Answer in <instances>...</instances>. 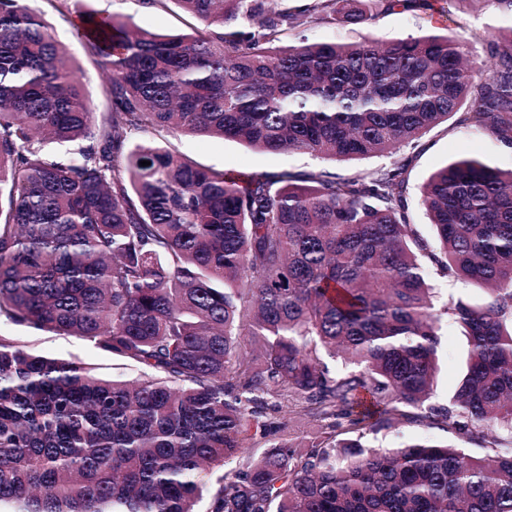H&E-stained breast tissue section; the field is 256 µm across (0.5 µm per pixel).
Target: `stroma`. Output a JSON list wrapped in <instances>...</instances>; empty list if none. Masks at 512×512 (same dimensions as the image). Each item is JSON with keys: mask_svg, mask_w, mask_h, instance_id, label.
I'll use <instances>...</instances> for the list:
<instances>
[{"mask_svg": "<svg viewBox=\"0 0 512 512\" xmlns=\"http://www.w3.org/2000/svg\"><path fill=\"white\" fill-rule=\"evenodd\" d=\"M90 11L102 16L129 17L138 25L160 33L189 32V19L177 7L169 4L164 9L145 7L141 0H64L61 9L48 10L47 15L58 39L64 43L76 64L85 73V92L96 118H103L109 108L107 80L101 75L91 46L76 35L78 12ZM512 20L496 16L488 0H435L433 10L380 13L368 26H346L340 23L318 25L308 31L310 38L322 41L348 42L364 34L390 42L424 33L448 37L466 35L470 56L480 61L489 28H508ZM141 139L159 146L178 150L202 165L233 173L262 174L289 170L316 173L329 171L342 176L367 173L391 165L388 157H364L353 160L316 158L300 152H266L248 148L233 140L210 138L200 140L182 135L175 130H147ZM409 157L405 197L409 218L419 235L434 241V229L421 203V188L428 177L446 164L461 158H476L504 170L512 169V151L504 149L493 136L474 129L454 114L448 120L423 135L415 144L402 151ZM0 334L12 337L27 351L49 357L81 363L106 378L136 380L143 374L139 365L113 357L94 344L76 336L57 334L27 326L4 325ZM468 345L462 329L455 323L443 321L440 331L438 370L430 402L447 404L465 369ZM411 440H430L441 444H458L459 439L445 430L402 422L378 435L369 436V445L395 448Z\"/></svg>", "mask_w": 512, "mask_h": 512, "instance_id": "1", "label": "stroma"}]
</instances>
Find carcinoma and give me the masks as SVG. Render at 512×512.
<instances>
[{
    "mask_svg": "<svg viewBox=\"0 0 512 512\" xmlns=\"http://www.w3.org/2000/svg\"><path fill=\"white\" fill-rule=\"evenodd\" d=\"M169 1L192 32L79 14L108 81L98 122L38 0H0V323L151 371L116 381L0 335V512H196L203 466L241 454L249 420L278 437L224 472L208 512H512V169L464 158L429 177L437 254L410 224L405 161L245 175L133 141L174 129L357 159L466 105L463 121L512 148V27L474 64L461 36L305 35L432 0H142ZM423 257L487 301L436 308ZM444 316L469 353L435 407ZM273 399L295 417L268 421ZM404 420L484 453L362 443Z\"/></svg>",
    "mask_w": 512,
    "mask_h": 512,
    "instance_id": "obj_1",
    "label": "carcinoma"
}]
</instances>
